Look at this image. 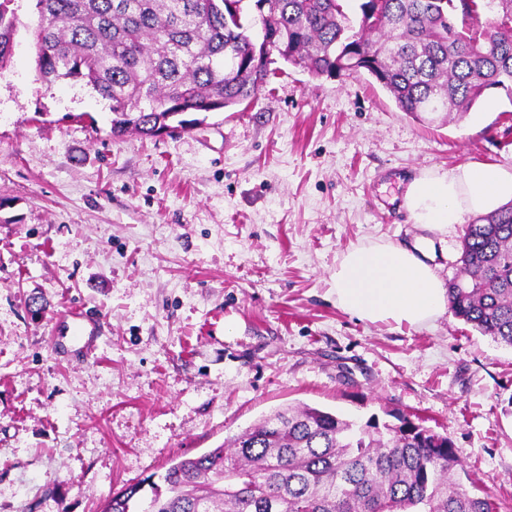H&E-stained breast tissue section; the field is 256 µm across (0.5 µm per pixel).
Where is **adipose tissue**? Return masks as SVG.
Wrapping results in <instances>:
<instances>
[{"label": "adipose tissue", "mask_w": 512, "mask_h": 512, "mask_svg": "<svg viewBox=\"0 0 512 512\" xmlns=\"http://www.w3.org/2000/svg\"><path fill=\"white\" fill-rule=\"evenodd\" d=\"M512 200V171L464 166L449 176L419 177L406 202L418 224L438 231L462 213H489ZM429 244L363 245L350 249L331 276L338 307L369 322L421 327L442 315L447 288L428 264Z\"/></svg>", "instance_id": "ef3b65f1"}]
</instances>
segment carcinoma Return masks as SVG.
Here are the masks:
<instances>
[{"instance_id": "1", "label": "carcinoma", "mask_w": 512, "mask_h": 512, "mask_svg": "<svg viewBox=\"0 0 512 512\" xmlns=\"http://www.w3.org/2000/svg\"><path fill=\"white\" fill-rule=\"evenodd\" d=\"M18 0H0V69ZM36 81H82L110 102L112 135L185 130L186 113L252 102L275 60L252 54L260 23L279 59L313 76L365 74L397 108L464 114L512 93V0H35ZM448 309L512 346V204L463 227ZM395 427L310 407L277 410L219 446L171 461L101 512H496L457 478L453 442L396 414ZM149 487L148 509L139 494Z\"/></svg>"}]
</instances>
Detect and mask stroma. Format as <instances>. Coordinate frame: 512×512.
Wrapping results in <instances>:
<instances>
[{
	"label": "stroma",
	"instance_id": "35a3bbf8",
	"mask_svg": "<svg viewBox=\"0 0 512 512\" xmlns=\"http://www.w3.org/2000/svg\"><path fill=\"white\" fill-rule=\"evenodd\" d=\"M18 16L0 70V512H101L300 404L417 415L451 437L475 493L512 504V347L448 312L360 321L330 281L353 247L421 238L456 276L472 214L421 229L407 187L512 170L511 94L431 121L368 76L282 63L247 107L116 138L91 87L36 82L32 0ZM71 305L94 321L80 358Z\"/></svg>",
	"mask_w": 512,
	"mask_h": 512
}]
</instances>
